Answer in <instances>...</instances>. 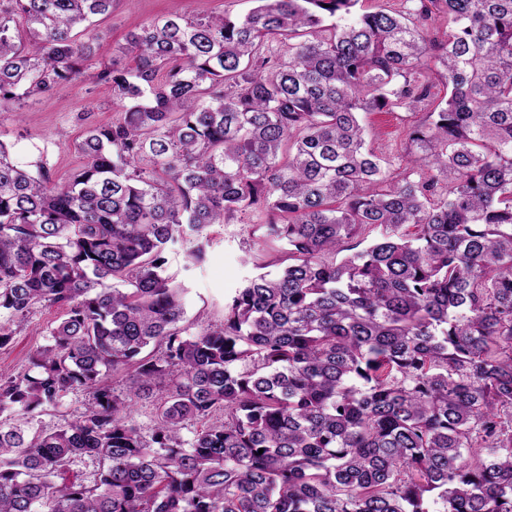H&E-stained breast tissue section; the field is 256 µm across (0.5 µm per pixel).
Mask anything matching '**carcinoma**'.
Returning <instances> with one entry per match:
<instances>
[{
    "instance_id": "1",
    "label": "carcinoma",
    "mask_w": 512,
    "mask_h": 512,
    "mask_svg": "<svg viewBox=\"0 0 512 512\" xmlns=\"http://www.w3.org/2000/svg\"><path fill=\"white\" fill-rule=\"evenodd\" d=\"M112 2L0 0V103L81 75ZM254 2L130 32L135 67L95 75L123 118L86 130L65 184L0 141V349L65 310L0 379V512H512V0ZM429 58L448 95L395 175L359 115L416 108ZM250 213L288 263L183 324L166 251L200 262ZM82 455L92 486L67 476ZM63 315L61 309L37 305L25 324L17 330L12 346L0 350V376H16L20 373L28 352L45 342L46 336H42L44 328L55 325ZM86 396L84 392L78 391L65 398L64 404L58 410L50 411L41 417L42 424L47 428H55L65 422L72 420L76 410L81 406Z\"/></svg>"
}]
</instances>
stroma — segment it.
<instances>
[{
  "label": "stroma",
  "instance_id": "stroma-1",
  "mask_svg": "<svg viewBox=\"0 0 512 512\" xmlns=\"http://www.w3.org/2000/svg\"><path fill=\"white\" fill-rule=\"evenodd\" d=\"M251 6V0H114L111 13L97 17L80 37L81 42L91 48L82 74L50 92L33 96L24 106L13 105L0 111V140L23 152L34 144L47 147L56 182L66 181L70 171L81 161L74 144L86 127L109 125L122 115L121 106L112 101L111 89L94 80L102 65L115 61L122 67L133 66L132 56H113V46L123 43L128 32L170 13L190 18L224 12L243 14ZM423 78L430 81L432 87L428 100L416 111L398 109L362 117L367 144L390 161L396 173L405 166L410 128L421 124L433 103L446 93L434 71L424 70ZM259 223V217L251 214L230 224L214 226L201 263H190L181 247L169 253V265L180 270L185 285L186 321L199 319L217 324L223 320L225 302L253 271L250 256L263 235ZM62 317L60 309L36 306L17 330L12 346L0 350V376L20 373L28 352L44 343V328L56 324Z\"/></svg>",
  "mask_w": 512,
  "mask_h": 512
}]
</instances>
